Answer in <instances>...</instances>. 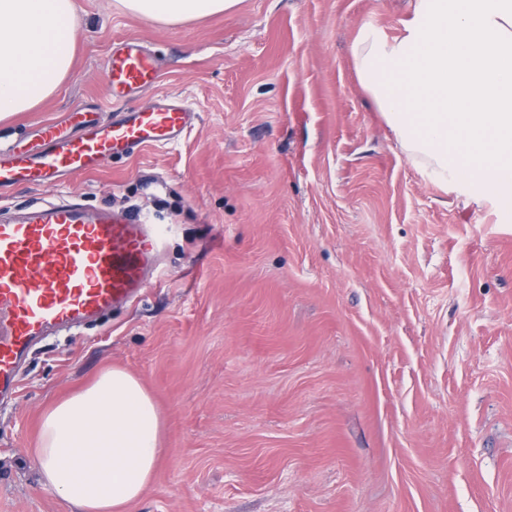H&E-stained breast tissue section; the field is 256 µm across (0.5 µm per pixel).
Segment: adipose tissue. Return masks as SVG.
<instances>
[{
  "label": "adipose tissue",
  "instance_id": "1",
  "mask_svg": "<svg viewBox=\"0 0 512 512\" xmlns=\"http://www.w3.org/2000/svg\"><path fill=\"white\" fill-rule=\"evenodd\" d=\"M238 2L122 0L162 23ZM77 35L74 0H0V120L54 92ZM352 54L360 85L415 165L512 202V0H414L401 35L363 26ZM162 431L142 383L105 371L44 415L34 450L43 484L78 512H127L154 477Z\"/></svg>",
  "mask_w": 512,
  "mask_h": 512
}]
</instances>
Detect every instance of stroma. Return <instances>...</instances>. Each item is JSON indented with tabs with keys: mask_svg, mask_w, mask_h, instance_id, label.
Segmentation results:
<instances>
[{
	"mask_svg": "<svg viewBox=\"0 0 512 512\" xmlns=\"http://www.w3.org/2000/svg\"><path fill=\"white\" fill-rule=\"evenodd\" d=\"M412 3L239 0L163 24L74 0L71 71L0 121V148L123 111L105 61L129 37L161 68L146 96L195 118L179 143L0 199L166 228L140 299L30 353L0 406V512H77L41 484V418L114 367L164 419L129 512H512V219L408 159L351 55Z\"/></svg>",
	"mask_w": 512,
	"mask_h": 512,
	"instance_id": "obj_1",
	"label": "stroma"
}]
</instances>
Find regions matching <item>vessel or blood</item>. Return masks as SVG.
I'll use <instances>...</instances> for the list:
<instances>
[{"instance_id":"obj_1","label":"vessel or blood","mask_w":512,"mask_h":512,"mask_svg":"<svg viewBox=\"0 0 512 512\" xmlns=\"http://www.w3.org/2000/svg\"><path fill=\"white\" fill-rule=\"evenodd\" d=\"M107 89L123 100L153 86L159 70L136 39L106 59ZM191 110L159 95L116 114L70 112L66 124L47 123L35 145L0 150V193L44 187L66 175L97 171L107 159L179 142ZM162 235L139 214L89 211L73 200L33 204L18 219L0 217V399L12 397L19 371L44 337L78 330L147 288Z\"/></svg>"}]
</instances>
